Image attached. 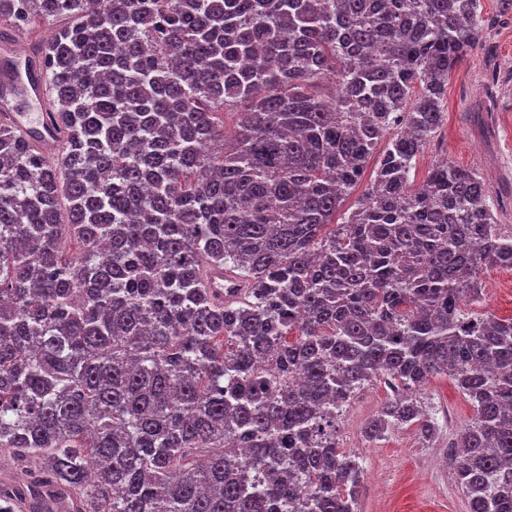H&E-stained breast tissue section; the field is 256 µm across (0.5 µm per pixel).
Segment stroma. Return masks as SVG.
Instances as JSON below:
<instances>
[{
	"label": "stroma",
	"instance_id": "35a3bbf8",
	"mask_svg": "<svg viewBox=\"0 0 512 512\" xmlns=\"http://www.w3.org/2000/svg\"><path fill=\"white\" fill-rule=\"evenodd\" d=\"M479 11V41L448 77L444 121L417 159L415 183L443 159L495 186L512 179V0H480ZM480 281L482 297L466 312L512 317V270H485ZM421 393L441 425L433 444L423 445L411 426L366 441L365 423L392 395L379 379L358 392L339 423V448L363 466L359 512H468L443 460L449 440L472 418V405L445 375L431 377Z\"/></svg>",
	"mask_w": 512,
	"mask_h": 512
}]
</instances>
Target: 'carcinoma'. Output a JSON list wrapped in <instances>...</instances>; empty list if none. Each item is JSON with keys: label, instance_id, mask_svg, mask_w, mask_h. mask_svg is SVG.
Instances as JSON below:
<instances>
[{"label": "carcinoma", "instance_id": "1", "mask_svg": "<svg viewBox=\"0 0 512 512\" xmlns=\"http://www.w3.org/2000/svg\"><path fill=\"white\" fill-rule=\"evenodd\" d=\"M479 5L0 0L68 20L36 51L59 150L0 123V512H358L347 406L383 377L366 436L431 441L437 374L468 512H512V318L462 310L512 235L475 172L410 182ZM388 139H384L382 142L379 143V145L376 147V151L372 158L369 160V162L366 165V168L364 169V174L362 176V181L360 182L359 186L356 188V190L348 197L346 202L344 203L343 208L339 211V213L336 216V222L340 223L344 221V217H347L348 214L355 208V203L358 198V196L362 193V191L371 184V181L374 177V169L376 167V164L378 163L380 156L382 155L383 150L387 147ZM346 213V214H344ZM342 218V219H341ZM337 219H339L337 221Z\"/></svg>", "mask_w": 512, "mask_h": 512}]
</instances>
